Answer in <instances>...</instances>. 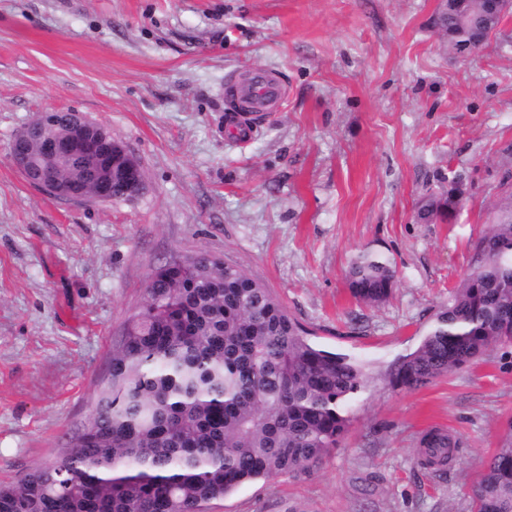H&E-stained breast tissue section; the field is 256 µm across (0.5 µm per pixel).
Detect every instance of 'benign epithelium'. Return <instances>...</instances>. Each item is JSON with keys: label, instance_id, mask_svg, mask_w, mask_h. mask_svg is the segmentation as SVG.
<instances>
[{"label": "benign epithelium", "instance_id": "7a95c632", "mask_svg": "<svg viewBox=\"0 0 512 512\" xmlns=\"http://www.w3.org/2000/svg\"><path fill=\"white\" fill-rule=\"evenodd\" d=\"M494 12L485 18L484 26L492 33L496 16L512 10V0H492ZM42 123L52 127L37 153L31 146L33 122L21 128L12 140L9 152L13 164L32 185L58 198L67 200H111L114 186L121 185L139 196L144 185L138 162L122 146L107 144L110 163L100 168L91 167V155L102 138L94 130L102 127L83 114L75 111H52ZM54 162L82 172V177L60 182L50 175L46 163Z\"/></svg>", "mask_w": 512, "mask_h": 512}]
</instances>
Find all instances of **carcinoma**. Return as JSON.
<instances>
[{
    "label": "carcinoma",
    "instance_id": "1",
    "mask_svg": "<svg viewBox=\"0 0 512 512\" xmlns=\"http://www.w3.org/2000/svg\"><path fill=\"white\" fill-rule=\"evenodd\" d=\"M484 0L448 3L437 25L454 42L474 30ZM488 213L473 262L419 344L384 377L415 390L512 345V180ZM456 186L431 197L421 219L448 221ZM397 269L370 247L351 259L358 302L390 297ZM370 365L326 350L258 280L199 251L152 269L145 298L112 345L109 374L67 448L7 483L0 512H205L258 479L313 472L347 432ZM431 463L456 441L420 437ZM472 512H512V421L482 464Z\"/></svg>",
    "mask_w": 512,
    "mask_h": 512
}]
</instances>
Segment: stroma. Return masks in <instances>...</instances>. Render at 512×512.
<instances>
[{"label": "stroma", "mask_w": 512, "mask_h": 512, "mask_svg": "<svg viewBox=\"0 0 512 512\" xmlns=\"http://www.w3.org/2000/svg\"><path fill=\"white\" fill-rule=\"evenodd\" d=\"M439 0H0V479L67 447L154 266L205 250L259 280L319 345L385 367L413 349L469 268L512 168V16L469 56ZM286 83L247 144L224 78ZM102 123L140 165L133 201L53 197L9 145L37 114ZM459 182L450 222L418 206ZM364 247L398 278L351 298ZM512 420V349L414 391L379 379L314 473L248 481L206 512H471ZM438 426L462 446L415 457Z\"/></svg>", "instance_id": "stroma-1"}]
</instances>
